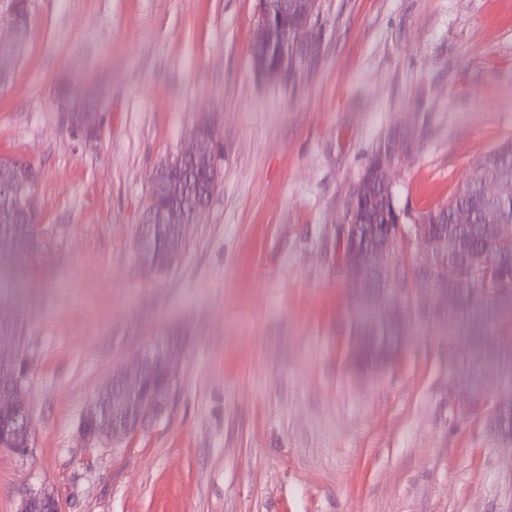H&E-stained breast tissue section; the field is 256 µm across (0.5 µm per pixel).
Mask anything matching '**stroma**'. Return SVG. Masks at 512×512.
I'll return each instance as SVG.
<instances>
[{"mask_svg": "<svg viewBox=\"0 0 512 512\" xmlns=\"http://www.w3.org/2000/svg\"><path fill=\"white\" fill-rule=\"evenodd\" d=\"M260 0H30L0 87V155L44 173L27 330V455L0 449V512H512V450L448 401L453 363L418 320L401 362L357 376L337 269L351 194L402 133L392 174L415 223L512 139V0H318L317 57L257 79ZM101 95L66 134L61 96ZM222 183L171 272L139 269L153 170L199 115ZM178 330L176 401L119 443L79 421L112 370ZM84 99L68 98L63 105V125L72 135H77L85 140L97 139L100 136L103 117L100 113L98 116H87L81 110ZM60 505L49 492L31 491L23 500L20 512H60Z\"/></svg>", "mask_w": 512, "mask_h": 512, "instance_id": "35a3bbf8", "label": "stroma"}]
</instances>
